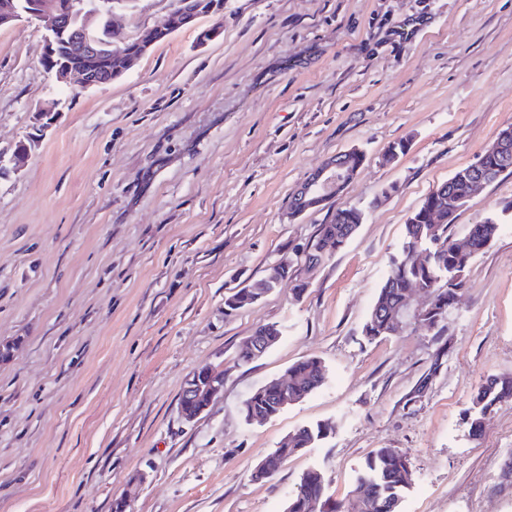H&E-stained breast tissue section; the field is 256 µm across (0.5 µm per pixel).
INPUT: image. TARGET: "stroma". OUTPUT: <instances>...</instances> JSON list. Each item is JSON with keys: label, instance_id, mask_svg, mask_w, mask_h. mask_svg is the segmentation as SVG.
Listing matches in <instances>:
<instances>
[{"label": "stroma", "instance_id": "obj_1", "mask_svg": "<svg viewBox=\"0 0 512 512\" xmlns=\"http://www.w3.org/2000/svg\"><path fill=\"white\" fill-rule=\"evenodd\" d=\"M172 6L126 0L110 18L132 39ZM43 35L0 28V148L37 138L0 178V512H284L311 469L346 501L379 448L410 463L401 512H512V402L480 436L466 418L487 377L512 376V174L456 212L453 240L499 229L439 327L362 333L408 216L512 126V0H224L87 89L44 69ZM354 149L339 195L291 215L293 191ZM340 206L363 223L308 267ZM282 258L287 280L225 316ZM266 324L279 341L237 364ZM311 357L319 389L246 419L255 389ZM208 368L224 390L185 421L183 382ZM317 424L323 439L253 480Z\"/></svg>", "mask_w": 512, "mask_h": 512}]
</instances>
